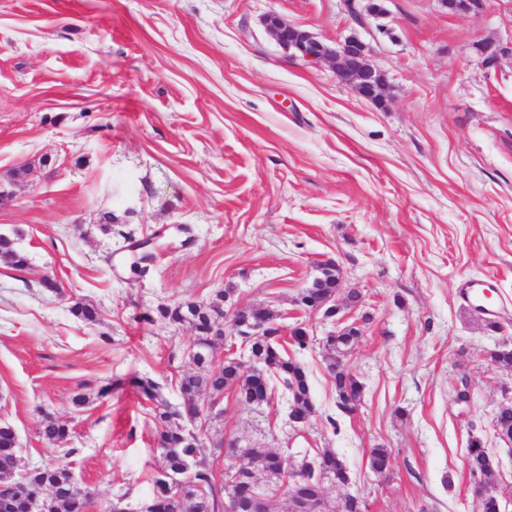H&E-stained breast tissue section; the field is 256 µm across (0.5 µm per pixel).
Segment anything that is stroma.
<instances>
[{"label":"stroma","instance_id":"35a3bbf8","mask_svg":"<svg viewBox=\"0 0 512 512\" xmlns=\"http://www.w3.org/2000/svg\"><path fill=\"white\" fill-rule=\"evenodd\" d=\"M0 0V235L29 259L0 262V422L22 464L58 458L39 441L44 413L70 424L69 463L97 501L150 500L157 469L150 376L181 406L194 332L158 319L177 302L263 306L305 369L315 414L288 419L227 393L206 443L327 448L344 494L367 512H481L466 465L471 439L495 461L491 486L512 512V442L495 427L512 371L489 353L512 345V56L477 47L512 38V0L481 16L441 0ZM274 13L328 44L355 35L387 76L384 105L339 84L330 63L292 60L262 20ZM25 177H15V170ZM152 239L145 272L128 239ZM361 292L360 342L345 356L361 403L337 406L324 336L335 323L298 299L321 266ZM54 279L58 291L42 287ZM495 279L497 330L461 296ZM96 306L89 324L76 300ZM126 385L77 410L83 384ZM468 387L469 403L455 392ZM391 451L380 476L371 448Z\"/></svg>","mask_w":512,"mask_h":512}]
</instances>
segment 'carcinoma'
Returning <instances> with one entry per match:
<instances>
[{"mask_svg": "<svg viewBox=\"0 0 512 512\" xmlns=\"http://www.w3.org/2000/svg\"><path fill=\"white\" fill-rule=\"evenodd\" d=\"M0 260L16 270L28 266L27 256L16 250L13 243L0 236ZM227 294H216L206 304L176 303L158 308L159 316L169 324L188 323L195 331L189 353L188 368L182 371L179 390L183 405L175 408L162 395L158 382L150 377L136 378L141 396L152 403V418L157 431L156 451L162 463L152 477V496L156 512H234L239 486L228 482L234 475V464L229 459L240 458V472L262 483L267 500L274 512H279L278 491L288 479L299 484L300 490L318 495L324 483L336 485L348 482L347 469L341 459L329 449H319L308 460L298 462L288 455L270 448L228 449V461L221 471L203 461L204 442L196 422H205L216 414L203 412L206 398H219L232 390L247 404L269 402V392L259 391L253 379L277 377L283 381L291 397L295 412L310 418L315 414L310 386L304 368L281 344L280 336H259L249 342V359L229 356L222 365L214 364L216 341L234 344L239 337L228 333L220 338L212 328L224 324V299ZM71 311L81 320L97 321L96 308L84 301H76ZM357 336L325 337L324 348L327 367L331 373L338 407L345 413L353 412L361 402L362 384L343 364L346 351L358 343ZM124 385L121 378L95 380L85 385L86 392L72 398L77 409L87 406L93 399H102ZM496 428L500 437L512 440V403L500 406L496 415ZM67 422L47 415L42 420L39 435L47 443L57 445L68 439ZM16 437L12 426L0 423V512H28L25 499L18 496L19 458L13 452ZM391 452L384 447L370 450L369 467L383 473L389 464ZM469 472L477 482H483L494 470V460L475 438L468 446ZM33 494L51 497V512H87L94 493L80 484L67 464L59 461L32 468Z\"/></svg>", "mask_w": 512, "mask_h": 512, "instance_id": "1", "label": "carcinoma"}]
</instances>
